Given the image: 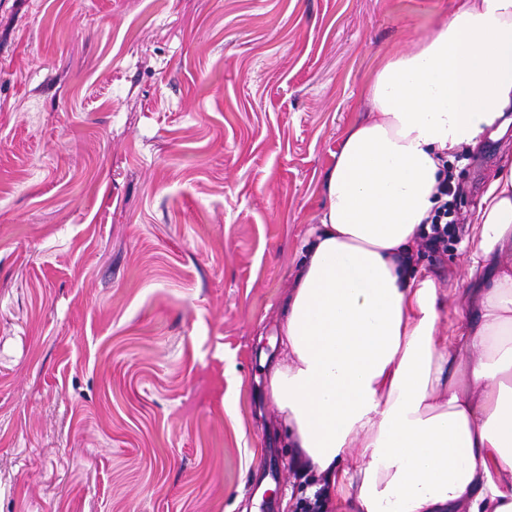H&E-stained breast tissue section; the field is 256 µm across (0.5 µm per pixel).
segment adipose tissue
Segmentation results:
<instances>
[{
    "label": "adipose tissue",
    "instance_id": "1",
    "mask_svg": "<svg viewBox=\"0 0 512 512\" xmlns=\"http://www.w3.org/2000/svg\"><path fill=\"white\" fill-rule=\"evenodd\" d=\"M366 98L286 300L271 397L299 471L347 512H512V153L472 217L478 310H455L448 340L444 296L401 263L447 154L507 125L512 0H453L414 49L381 61ZM463 351L477 357L462 388L448 366Z\"/></svg>",
    "mask_w": 512,
    "mask_h": 512
}]
</instances>
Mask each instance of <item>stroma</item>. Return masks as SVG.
Instances as JSON below:
<instances>
[{
    "instance_id": "obj_1",
    "label": "stroma",
    "mask_w": 512,
    "mask_h": 512,
    "mask_svg": "<svg viewBox=\"0 0 512 512\" xmlns=\"http://www.w3.org/2000/svg\"><path fill=\"white\" fill-rule=\"evenodd\" d=\"M451 5L0 0V512H284L283 300L377 64ZM472 236L417 256L453 308Z\"/></svg>"
}]
</instances>
